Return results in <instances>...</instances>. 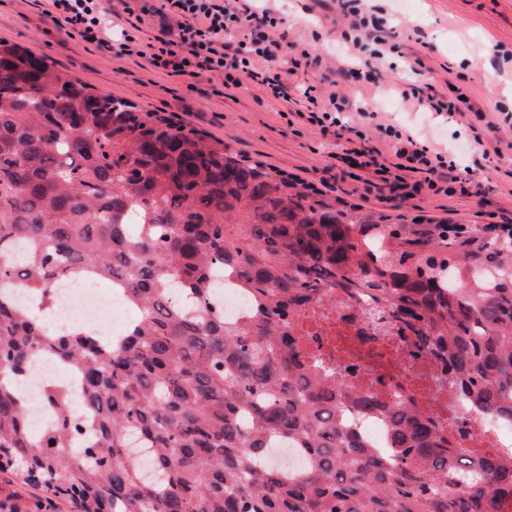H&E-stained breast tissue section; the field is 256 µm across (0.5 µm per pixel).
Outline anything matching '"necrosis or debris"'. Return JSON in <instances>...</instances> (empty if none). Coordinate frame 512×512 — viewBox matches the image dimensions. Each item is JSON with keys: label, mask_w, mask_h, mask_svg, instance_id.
<instances>
[{"label": "necrosis or debris", "mask_w": 512, "mask_h": 512, "mask_svg": "<svg viewBox=\"0 0 512 512\" xmlns=\"http://www.w3.org/2000/svg\"><path fill=\"white\" fill-rule=\"evenodd\" d=\"M98 284L90 278H74L65 293H54L52 299L36 297L28 306L45 325L56 327L66 321L71 329L88 328L100 335L120 338L133 325V317L123 322L107 323L109 309L96 300ZM371 304L368 296L351 297L324 288L301 306L290 319V332L296 337L305 360L318 362V375L342 372L351 385L375 393L386 402L395 394H403L441 420L450 424L449 437L462 455L468 457L512 456V423L481 412L465 398L444 389L421 386L427 378L428 366L420 359L405 354V344L396 329L384 331L382 346L372 356L348 353L341 344L344 336H353L365 326V311ZM340 416L344 423L378 450L388 446L390 425L383 416H365L352 404H343Z\"/></svg>", "instance_id": "necrosis-or-debris-1"}]
</instances>
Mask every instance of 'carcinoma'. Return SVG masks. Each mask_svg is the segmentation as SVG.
Instances as JSON below:
<instances>
[{
  "label": "carcinoma",
  "instance_id": "carcinoma-1",
  "mask_svg": "<svg viewBox=\"0 0 512 512\" xmlns=\"http://www.w3.org/2000/svg\"><path fill=\"white\" fill-rule=\"evenodd\" d=\"M498 238L338 207L0 41V280L45 298L69 276L118 280L141 312L114 347L0 300V471L81 512H501L512 460H464L411 402L310 378L287 323L321 288L370 292L439 385L512 422V237ZM219 267L256 295L249 318L208 305ZM44 354L81 375L83 416L51 385L56 419L37 431L13 380ZM341 399L387 413L390 457L343 428ZM277 437L309 451L307 469L260 464Z\"/></svg>",
  "mask_w": 512,
  "mask_h": 512
}]
</instances>
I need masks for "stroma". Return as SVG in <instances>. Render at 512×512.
Returning a JSON list of instances; mask_svg holds the SVG:
<instances>
[{"label": "stroma", "mask_w": 512, "mask_h": 512, "mask_svg": "<svg viewBox=\"0 0 512 512\" xmlns=\"http://www.w3.org/2000/svg\"><path fill=\"white\" fill-rule=\"evenodd\" d=\"M119 12L117 22L133 29L138 43L153 41L162 27L144 0H103ZM376 15L392 25L396 48L378 61V74L362 87H348L351 145L364 159L388 167L396 158L384 126L412 134L430 148L450 153L466 194L430 189L405 197L391 194L372 170L340 159L333 129L297 117L296 104L271 99L251 81L224 88L220 77L205 74L195 84L148 66L137 55L116 54L111 44L67 36L52 21L50 0H0V39L17 42L68 71L83 83L159 112L208 139L272 170L314 186L337 204L388 217L421 218L445 224H512V128L485 132L498 119L505 91H512V0H415L399 10L396 0H369ZM253 11L272 9L287 34L281 72L290 87L333 92L337 66L356 62L358 53L343 36L349 22L339 19L337 0H249ZM420 68H413L414 59ZM493 73L503 95L486 90ZM430 84L440 93L461 88L475 104L466 116L422 112L402 100L404 90ZM482 144H475V137ZM72 504L50 500L45 490L23 483L20 475L0 473V512H72Z\"/></svg>", "instance_id": "35a3bbf8"}]
</instances>
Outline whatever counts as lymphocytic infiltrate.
I'll list each match as a JSON object with an SVG mask.
<instances>
[{
	"label": "lymphocytic infiltrate",
	"instance_id": "lymphocytic-infiltrate-1",
	"mask_svg": "<svg viewBox=\"0 0 512 512\" xmlns=\"http://www.w3.org/2000/svg\"><path fill=\"white\" fill-rule=\"evenodd\" d=\"M53 6L60 28L84 42L103 43L108 19L101 0H53ZM159 12L174 18L176 29H165L154 41L139 46L124 28H117L118 52H128L134 45L153 68L192 78L203 72L216 73L223 76L228 88L238 86L246 77L264 86L274 98L290 101L288 84L277 69L281 43L271 31L279 19L271 10L257 14L249 6L233 5L231 0H162ZM303 96L309 122L335 128L340 135L348 131L349 125L342 118L349 105L346 95L333 92L323 99L307 90ZM384 131L394 141L399 169L396 182H403L405 173H420L424 180L414 183L413 191L426 186L453 192L458 177L451 160L392 126H385Z\"/></svg>",
	"mask_w": 512,
	"mask_h": 512
}]
</instances>
